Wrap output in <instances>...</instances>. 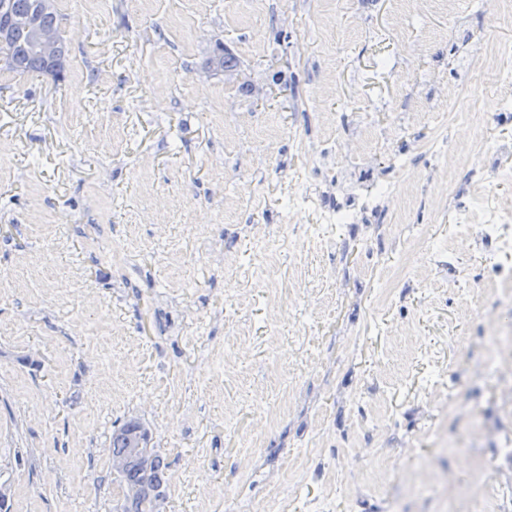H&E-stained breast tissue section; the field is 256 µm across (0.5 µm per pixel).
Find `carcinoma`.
Returning a JSON list of instances; mask_svg holds the SVG:
<instances>
[{
  "label": "carcinoma",
  "mask_w": 512,
  "mask_h": 512,
  "mask_svg": "<svg viewBox=\"0 0 512 512\" xmlns=\"http://www.w3.org/2000/svg\"><path fill=\"white\" fill-rule=\"evenodd\" d=\"M63 17L50 0L46 9L38 8L37 0H0V27L8 28V37L0 41V52L8 56L10 69L19 74H51L61 77L63 61L56 63L43 58L36 48L34 33L38 27L61 30ZM213 57L216 67L230 71L238 66V59L216 45ZM149 437L145 426L137 420L127 421L112 433V460L116 481L123 491L122 512H155L164 494V469L162 457L153 454L151 467L146 468L134 453L140 442Z\"/></svg>",
  "instance_id": "1"
}]
</instances>
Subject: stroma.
<instances>
[{
    "label": "stroma",
    "mask_w": 512,
    "mask_h": 512,
    "mask_svg": "<svg viewBox=\"0 0 512 512\" xmlns=\"http://www.w3.org/2000/svg\"><path fill=\"white\" fill-rule=\"evenodd\" d=\"M63 79L0 58V485L11 512H119L112 433L164 459L158 512H512V114L449 42L476 0H56ZM237 70L213 69L216 43ZM494 151L421 154L459 87ZM374 133L347 174L339 114ZM413 158L412 171L393 163ZM413 188L401 222L324 224ZM316 209L286 221L293 191ZM288 235L301 250L278 249ZM432 247L419 254V237ZM423 153L433 156L436 160V168L439 170L447 171L448 168H452L456 163L455 155L444 148V140L441 136H435L428 140L421 146ZM378 191L365 197L361 208H351L336 195V206L325 209L324 216L328 224H364L363 214L387 208L386 214L401 209L405 194L390 185H380ZM484 215V224L481 231L487 235L497 234L502 224L512 223L511 207H504L498 202L490 201L484 210Z\"/></svg>",
    "instance_id": "stroma-1"
}]
</instances>
